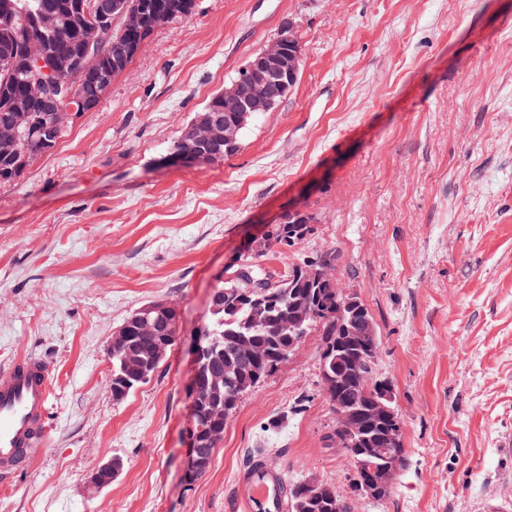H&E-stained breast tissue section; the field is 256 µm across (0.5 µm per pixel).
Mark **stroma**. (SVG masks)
I'll return each mask as SVG.
<instances>
[{"label":"stroma","mask_w":512,"mask_h":512,"mask_svg":"<svg viewBox=\"0 0 512 512\" xmlns=\"http://www.w3.org/2000/svg\"><path fill=\"white\" fill-rule=\"evenodd\" d=\"M298 81L237 153L163 157L285 26ZM290 210L313 227L287 270L333 250L370 310L407 465L389 499L351 490L310 336L183 478L191 355L227 267ZM173 302L179 338L151 379L112 397L107 348L140 306ZM52 368L49 449L0 484V512H229L255 458L335 486L349 512H512V0H196L155 30L97 109L0 186V367ZM121 474L88 487L106 460Z\"/></svg>","instance_id":"obj_1"}]
</instances>
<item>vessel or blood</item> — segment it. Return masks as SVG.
<instances>
[{
	"instance_id": "b4317fda",
	"label": "vessel or blood",
	"mask_w": 512,
	"mask_h": 512,
	"mask_svg": "<svg viewBox=\"0 0 512 512\" xmlns=\"http://www.w3.org/2000/svg\"><path fill=\"white\" fill-rule=\"evenodd\" d=\"M51 367L22 357L0 373V475L29 470L48 447ZM284 480L265 465H249L234 487L246 512H283Z\"/></svg>"
}]
</instances>
